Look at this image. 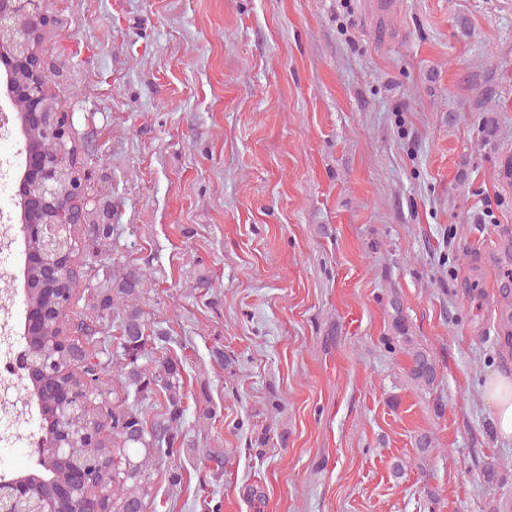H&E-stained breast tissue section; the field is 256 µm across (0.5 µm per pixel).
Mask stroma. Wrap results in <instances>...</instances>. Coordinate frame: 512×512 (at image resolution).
Here are the masks:
<instances>
[{
  "instance_id": "obj_1",
  "label": "stroma",
  "mask_w": 512,
  "mask_h": 512,
  "mask_svg": "<svg viewBox=\"0 0 512 512\" xmlns=\"http://www.w3.org/2000/svg\"><path fill=\"white\" fill-rule=\"evenodd\" d=\"M391 3L44 0L46 90L112 206L63 329L122 394L88 300L139 272L180 370L147 512H512L482 396L512 371V0ZM412 363L410 375L413 380L427 385L434 382L436 377L435 365L427 353L417 352L413 355Z\"/></svg>"
}]
</instances>
